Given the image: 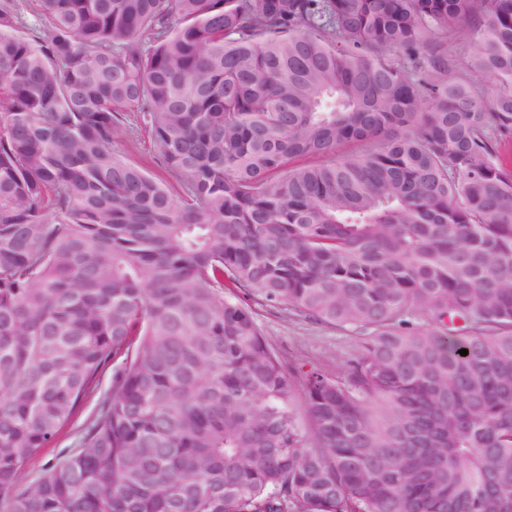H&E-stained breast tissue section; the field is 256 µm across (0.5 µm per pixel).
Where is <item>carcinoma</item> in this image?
<instances>
[{
    "label": "carcinoma",
    "instance_id": "1",
    "mask_svg": "<svg viewBox=\"0 0 512 512\" xmlns=\"http://www.w3.org/2000/svg\"><path fill=\"white\" fill-rule=\"evenodd\" d=\"M37 2L0 0L7 512H512V0ZM253 302L354 342L300 413ZM114 147L135 163L145 166L154 174L162 171L152 163V144L147 133L135 129H126L115 141ZM112 387V367L101 378V384L95 397L83 407L81 412L62 430L56 442L30 461L27 466L26 481H34L51 466L63 461L73 448L77 447L80 434L89 423L93 407L99 397Z\"/></svg>",
    "mask_w": 512,
    "mask_h": 512
}]
</instances>
